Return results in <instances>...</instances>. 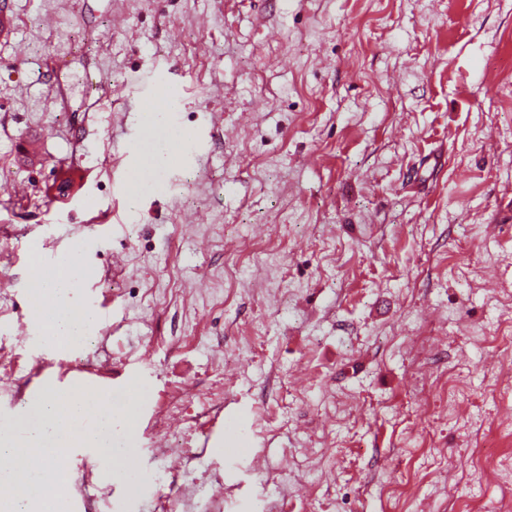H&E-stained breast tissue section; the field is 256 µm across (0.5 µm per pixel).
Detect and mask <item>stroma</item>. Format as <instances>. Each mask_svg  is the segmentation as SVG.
I'll list each match as a JSON object with an SVG mask.
<instances>
[{
    "label": "stroma",
    "instance_id": "obj_1",
    "mask_svg": "<svg viewBox=\"0 0 512 512\" xmlns=\"http://www.w3.org/2000/svg\"><path fill=\"white\" fill-rule=\"evenodd\" d=\"M0 403L48 383L33 258L91 240L80 363L140 398L132 477L57 455L60 512H496L512 458V0H0ZM209 54L197 51L200 41ZM173 69L192 166L129 204ZM41 151L43 164L27 160ZM77 159L100 219L43 193ZM250 445L226 450V416ZM169 440L175 456L159 457ZM109 489L97 498L95 486ZM177 100L176 84L167 74H162L157 79L152 92L143 101L141 112L150 115L162 112H177L178 108H175Z\"/></svg>",
    "mask_w": 512,
    "mask_h": 512
}]
</instances>
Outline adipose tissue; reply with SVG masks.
<instances>
[{
    "label": "adipose tissue",
    "mask_w": 512,
    "mask_h": 512,
    "mask_svg": "<svg viewBox=\"0 0 512 512\" xmlns=\"http://www.w3.org/2000/svg\"><path fill=\"white\" fill-rule=\"evenodd\" d=\"M83 278V269L67 257L32 285V313L50 346L82 342L98 320L77 299ZM128 426V413L113 412L107 400L88 401L84 390L42 394L0 429V456L9 461L0 469V512H46L41 489L56 478L50 457L68 448H91L111 463L112 436Z\"/></svg>",
    "instance_id": "ef3b65f1"
}]
</instances>
